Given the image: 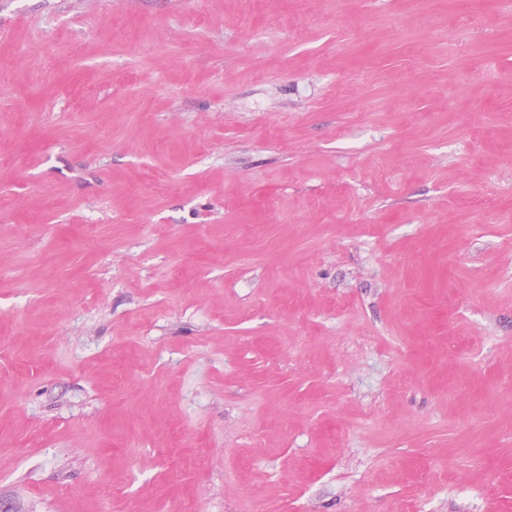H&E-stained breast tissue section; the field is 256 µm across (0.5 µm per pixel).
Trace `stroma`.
Returning a JSON list of instances; mask_svg holds the SVG:
<instances>
[{"label": "stroma", "mask_w": 512, "mask_h": 512, "mask_svg": "<svg viewBox=\"0 0 512 512\" xmlns=\"http://www.w3.org/2000/svg\"><path fill=\"white\" fill-rule=\"evenodd\" d=\"M271 499L512 512V0H0V512Z\"/></svg>", "instance_id": "1"}]
</instances>
